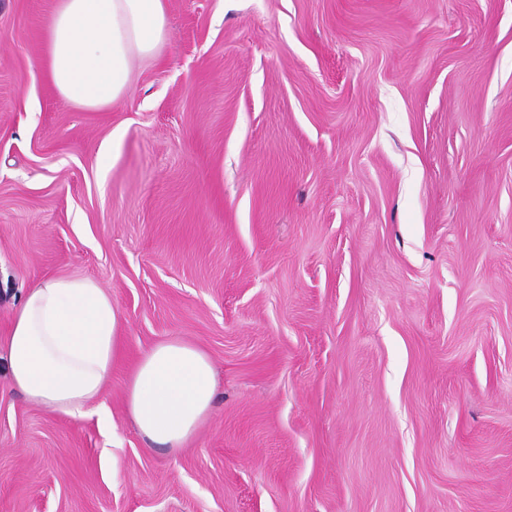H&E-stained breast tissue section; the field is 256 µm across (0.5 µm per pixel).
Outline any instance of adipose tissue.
Instances as JSON below:
<instances>
[{"mask_svg": "<svg viewBox=\"0 0 512 512\" xmlns=\"http://www.w3.org/2000/svg\"><path fill=\"white\" fill-rule=\"evenodd\" d=\"M165 0H57L44 25L45 63L61 98L82 110L112 107L127 94L137 61L167 39ZM111 295L89 278L33 284L0 344L11 387L47 411L81 419L103 413L99 399L121 352ZM216 399L209 356L180 339L156 343L134 366L128 415L156 449L182 447Z\"/></svg>", "mask_w": 512, "mask_h": 512, "instance_id": "ef3b65f1", "label": "adipose tissue"}]
</instances>
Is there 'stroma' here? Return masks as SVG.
I'll return each mask as SVG.
<instances>
[{
  "mask_svg": "<svg viewBox=\"0 0 512 512\" xmlns=\"http://www.w3.org/2000/svg\"><path fill=\"white\" fill-rule=\"evenodd\" d=\"M106 110L0 0V340L27 288L115 303L110 423L0 366V512H512V0H166ZM180 338L217 395L185 448L125 407Z\"/></svg>",
  "mask_w": 512,
  "mask_h": 512,
  "instance_id": "1",
  "label": "stroma"
}]
</instances>
